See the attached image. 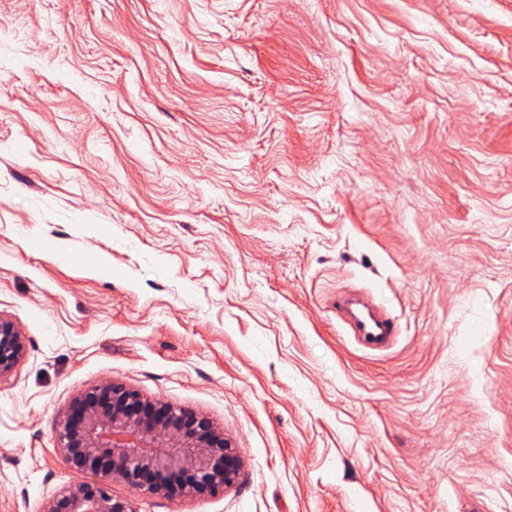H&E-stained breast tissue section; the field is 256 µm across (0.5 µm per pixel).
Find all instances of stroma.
I'll list each match as a JSON object with an SVG mask.
<instances>
[{
	"instance_id": "stroma-1",
	"label": "stroma",
	"mask_w": 512,
	"mask_h": 512,
	"mask_svg": "<svg viewBox=\"0 0 512 512\" xmlns=\"http://www.w3.org/2000/svg\"><path fill=\"white\" fill-rule=\"evenodd\" d=\"M0 314V512L106 379L244 460L137 512H512V0H0ZM362 305L366 311H355ZM336 310L346 325L349 336L360 346L373 350L388 349L395 341L397 330L388 315L345 294L336 299ZM26 336L9 317L0 314V378L10 374L24 357Z\"/></svg>"
}]
</instances>
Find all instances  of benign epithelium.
Segmentation results:
<instances>
[{
  "instance_id": "benign-epithelium-1",
  "label": "benign epithelium",
  "mask_w": 512,
  "mask_h": 512,
  "mask_svg": "<svg viewBox=\"0 0 512 512\" xmlns=\"http://www.w3.org/2000/svg\"><path fill=\"white\" fill-rule=\"evenodd\" d=\"M26 347L18 325L0 314V377ZM58 448L74 472L98 480L70 483L42 512H136L131 499L110 492L117 482L142 497L215 496L237 483L243 467L240 449L208 415L111 379L73 397L59 421Z\"/></svg>"
}]
</instances>
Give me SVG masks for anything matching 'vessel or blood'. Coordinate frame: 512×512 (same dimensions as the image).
<instances>
[{
  "label": "vessel or blood",
  "mask_w": 512,
  "mask_h": 512,
  "mask_svg": "<svg viewBox=\"0 0 512 512\" xmlns=\"http://www.w3.org/2000/svg\"><path fill=\"white\" fill-rule=\"evenodd\" d=\"M355 300L350 295H342L336 300V309L344 322L347 332L360 346L373 350L388 349L395 341L397 330L388 315L370 307L363 311L355 310Z\"/></svg>",
  "instance_id": "vessel-or-blood-1"
}]
</instances>
